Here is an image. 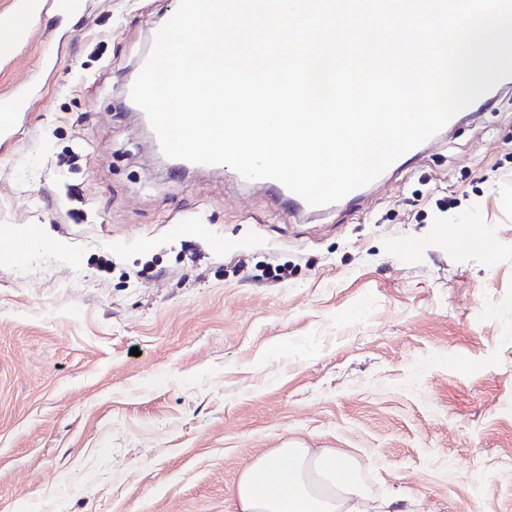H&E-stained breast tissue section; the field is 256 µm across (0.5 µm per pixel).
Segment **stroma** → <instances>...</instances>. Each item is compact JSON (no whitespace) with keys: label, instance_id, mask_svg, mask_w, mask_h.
I'll return each mask as SVG.
<instances>
[{"label":"stroma","instance_id":"35a3bbf8","mask_svg":"<svg viewBox=\"0 0 512 512\" xmlns=\"http://www.w3.org/2000/svg\"><path fill=\"white\" fill-rule=\"evenodd\" d=\"M176 6L52 7L1 54L0 89L45 92L0 151V239H32L0 246V512H235L288 441L413 512H512V85L364 203L294 219L153 161L123 90ZM467 220L494 254L455 247Z\"/></svg>","mask_w":512,"mask_h":512}]
</instances>
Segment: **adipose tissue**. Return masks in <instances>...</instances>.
I'll list each match as a JSON object with an SVG mask.
<instances>
[{"mask_svg": "<svg viewBox=\"0 0 512 512\" xmlns=\"http://www.w3.org/2000/svg\"><path fill=\"white\" fill-rule=\"evenodd\" d=\"M234 494L237 512H409L394 494L369 499L356 467L331 449L285 447L259 456Z\"/></svg>", "mask_w": 512, "mask_h": 512, "instance_id": "adipose-tissue-1", "label": "adipose tissue"}]
</instances>
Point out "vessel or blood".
Wrapping results in <instances>:
<instances>
[{"mask_svg": "<svg viewBox=\"0 0 512 512\" xmlns=\"http://www.w3.org/2000/svg\"><path fill=\"white\" fill-rule=\"evenodd\" d=\"M89 0H11V8L0 12V43L8 46L28 44L32 30L48 5L65 13L83 14ZM40 93L37 88L24 85L0 90V150L9 148L25 120L34 108ZM265 185L288 204L291 216H316L319 208L310 206L299 195L275 180Z\"/></svg>", "mask_w": 512, "mask_h": 512, "instance_id": "1", "label": "vessel or blood"}]
</instances>
